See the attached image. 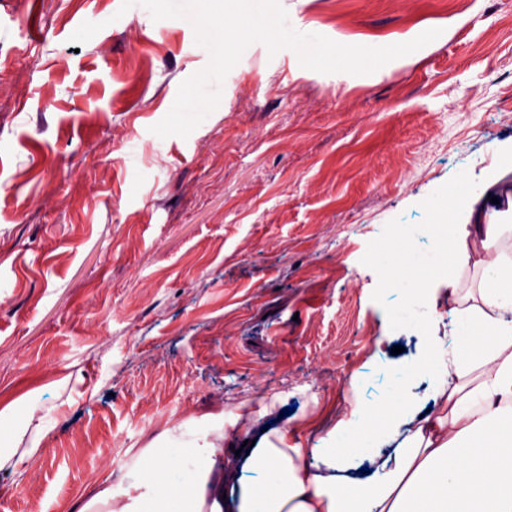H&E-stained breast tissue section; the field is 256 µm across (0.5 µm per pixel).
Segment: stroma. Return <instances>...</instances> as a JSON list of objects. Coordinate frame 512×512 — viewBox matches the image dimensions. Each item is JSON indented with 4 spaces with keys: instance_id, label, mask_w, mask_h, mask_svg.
Segmentation results:
<instances>
[{
    "instance_id": "1",
    "label": "stroma",
    "mask_w": 512,
    "mask_h": 512,
    "mask_svg": "<svg viewBox=\"0 0 512 512\" xmlns=\"http://www.w3.org/2000/svg\"><path fill=\"white\" fill-rule=\"evenodd\" d=\"M349 45L439 37L368 75L251 44L188 138L151 126L208 52L121 0H0V407L58 422L0 472V512H66L162 430L273 401L263 428L321 447L372 371L421 358L388 235L455 182L512 168V0H281ZM86 21L101 29L71 43ZM430 248L406 255L448 319ZM400 354H393V347ZM293 414H286V407Z\"/></svg>"
}]
</instances>
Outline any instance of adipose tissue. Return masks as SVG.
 Masks as SVG:
<instances>
[{
  "mask_svg": "<svg viewBox=\"0 0 512 512\" xmlns=\"http://www.w3.org/2000/svg\"><path fill=\"white\" fill-rule=\"evenodd\" d=\"M512 190L475 223L448 222L433 265L449 277L454 319L407 375L427 374L440 412L421 416L403 386L374 406L349 433L331 431L322 448L289 444L278 431L261 448H225L223 414L162 431L137 469L104 479L78 512H224L222 496L236 471L256 481L241 490L237 512H512ZM479 241L474 303L455 277L467 240ZM55 426L38 394L0 408V470L37 456ZM395 441L389 454L385 442ZM318 464L308 466L309 454ZM365 475H358L362 464Z\"/></svg>",
  "mask_w": 512,
  "mask_h": 512,
  "instance_id": "1",
  "label": "adipose tissue"
}]
</instances>
